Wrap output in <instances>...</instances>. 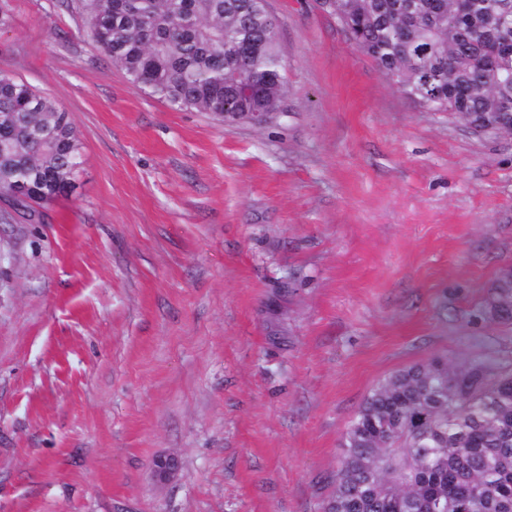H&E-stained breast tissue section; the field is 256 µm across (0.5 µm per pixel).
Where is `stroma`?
Returning <instances> with one entry per match:
<instances>
[{
	"instance_id": "stroma-1",
	"label": "stroma",
	"mask_w": 512,
	"mask_h": 512,
	"mask_svg": "<svg viewBox=\"0 0 512 512\" xmlns=\"http://www.w3.org/2000/svg\"><path fill=\"white\" fill-rule=\"evenodd\" d=\"M267 8L286 96L254 126L138 90L83 0H0V70L83 161L0 219V512H324L381 380L512 357L483 313L512 138L417 106L316 0Z\"/></svg>"
}]
</instances>
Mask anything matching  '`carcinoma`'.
<instances>
[{
    "instance_id": "obj_1",
    "label": "carcinoma",
    "mask_w": 512,
    "mask_h": 512,
    "mask_svg": "<svg viewBox=\"0 0 512 512\" xmlns=\"http://www.w3.org/2000/svg\"><path fill=\"white\" fill-rule=\"evenodd\" d=\"M501 0H332L327 12L410 100L474 130L512 122ZM92 38L131 84L179 111H281L279 32L265 0H84ZM250 79L251 103L238 97ZM67 113L0 71V190L45 207L75 187ZM485 313L512 321V272ZM325 512H512V359H434L372 390L342 435Z\"/></svg>"
}]
</instances>
